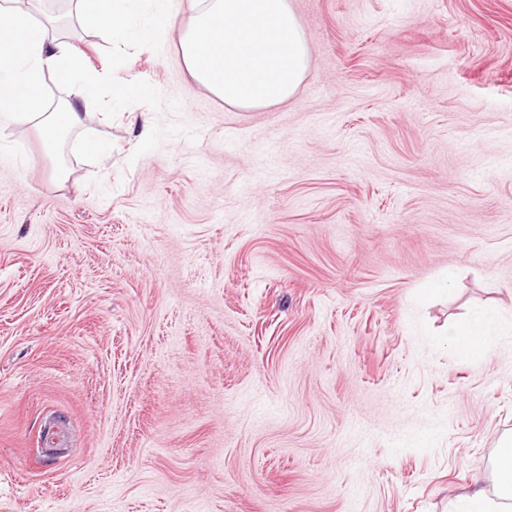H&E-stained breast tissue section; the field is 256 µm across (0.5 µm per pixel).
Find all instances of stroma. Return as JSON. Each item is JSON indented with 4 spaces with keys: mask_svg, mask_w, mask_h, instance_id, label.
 <instances>
[{
    "mask_svg": "<svg viewBox=\"0 0 512 512\" xmlns=\"http://www.w3.org/2000/svg\"><path fill=\"white\" fill-rule=\"evenodd\" d=\"M288 2L305 79L244 110L178 27L126 43L38 0L98 79L58 152L0 131V512H454L493 488L512 0ZM482 312L486 356L456 355L448 324Z\"/></svg>",
    "mask_w": 512,
    "mask_h": 512,
    "instance_id": "obj_1",
    "label": "stroma"
}]
</instances>
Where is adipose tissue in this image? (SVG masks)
<instances>
[{
    "label": "adipose tissue",
    "instance_id": "adipose-tissue-1",
    "mask_svg": "<svg viewBox=\"0 0 512 512\" xmlns=\"http://www.w3.org/2000/svg\"><path fill=\"white\" fill-rule=\"evenodd\" d=\"M79 22L110 37L163 39L169 24L162 14L139 18L140 0H71ZM57 77L69 90L64 111H54L44 79ZM96 74L83 64L80 50L56 36L50 21L35 20L18 0H0V129L33 127L45 148L59 149L67 132L84 126L87 92ZM486 317L450 323L448 344L459 355L481 359L486 353ZM495 496L477 488L458 494L463 512H512V435L497 448Z\"/></svg>",
    "mask_w": 512,
    "mask_h": 512
}]
</instances>
